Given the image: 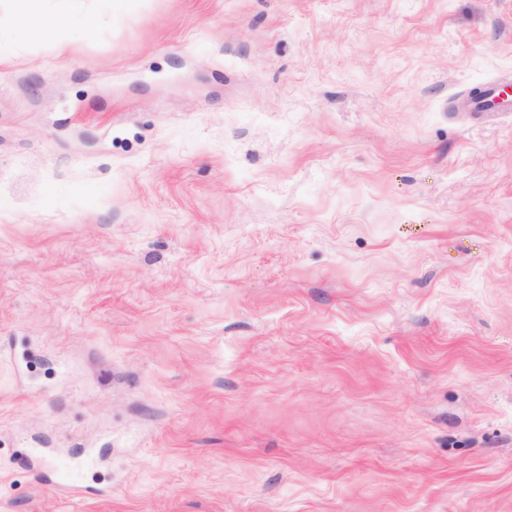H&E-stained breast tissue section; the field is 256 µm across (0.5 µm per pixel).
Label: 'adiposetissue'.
Here are the masks:
<instances>
[{"label": "adipose tissue", "mask_w": 512, "mask_h": 512, "mask_svg": "<svg viewBox=\"0 0 512 512\" xmlns=\"http://www.w3.org/2000/svg\"><path fill=\"white\" fill-rule=\"evenodd\" d=\"M68 3L66 11L47 17L43 14V0H19V8L12 22L5 26L0 24V51L20 35L46 32L62 39L73 24H80L86 30L95 27L97 17L86 10L85 0H68Z\"/></svg>", "instance_id": "obj_1"}]
</instances>
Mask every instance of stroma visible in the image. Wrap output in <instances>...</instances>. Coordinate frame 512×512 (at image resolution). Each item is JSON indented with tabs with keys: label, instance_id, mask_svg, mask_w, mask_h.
<instances>
[{
	"label": "stroma",
	"instance_id": "1",
	"mask_svg": "<svg viewBox=\"0 0 512 512\" xmlns=\"http://www.w3.org/2000/svg\"><path fill=\"white\" fill-rule=\"evenodd\" d=\"M489 83L512 0H128L17 38L0 512H512Z\"/></svg>",
	"mask_w": 512,
	"mask_h": 512
}]
</instances>
